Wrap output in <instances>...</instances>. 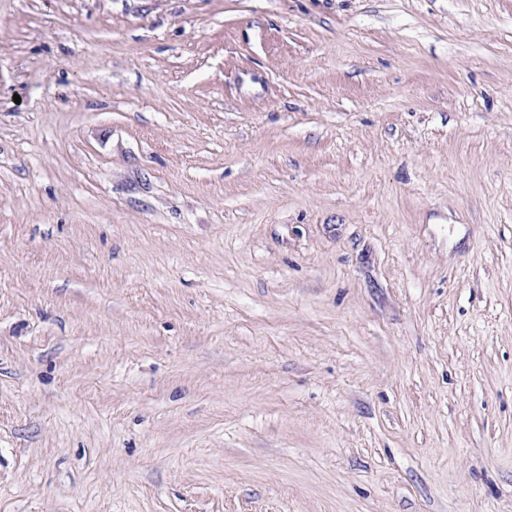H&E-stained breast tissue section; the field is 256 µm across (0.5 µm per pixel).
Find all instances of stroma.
Instances as JSON below:
<instances>
[{
	"instance_id": "35a3bbf8",
	"label": "stroma",
	"mask_w": 512,
	"mask_h": 512,
	"mask_svg": "<svg viewBox=\"0 0 512 512\" xmlns=\"http://www.w3.org/2000/svg\"><path fill=\"white\" fill-rule=\"evenodd\" d=\"M0 512H512V0H0Z\"/></svg>"
}]
</instances>
